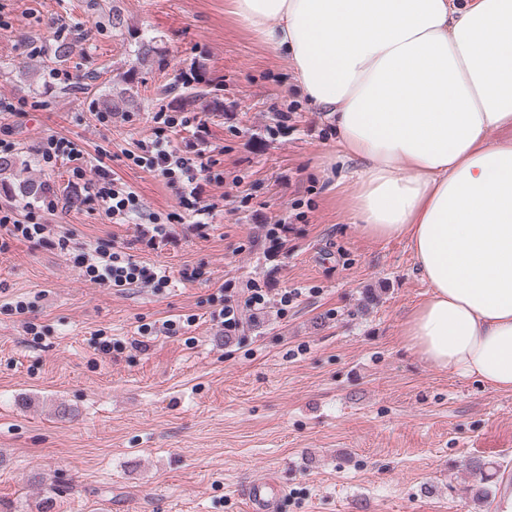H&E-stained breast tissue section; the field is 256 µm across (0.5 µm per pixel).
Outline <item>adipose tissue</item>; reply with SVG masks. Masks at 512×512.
Wrapping results in <instances>:
<instances>
[{"label":"adipose tissue","mask_w":512,"mask_h":512,"mask_svg":"<svg viewBox=\"0 0 512 512\" xmlns=\"http://www.w3.org/2000/svg\"><path fill=\"white\" fill-rule=\"evenodd\" d=\"M290 61L351 209L406 238L429 288L402 334L429 365L512 392V0H228Z\"/></svg>","instance_id":"ef3b65f1"}]
</instances>
